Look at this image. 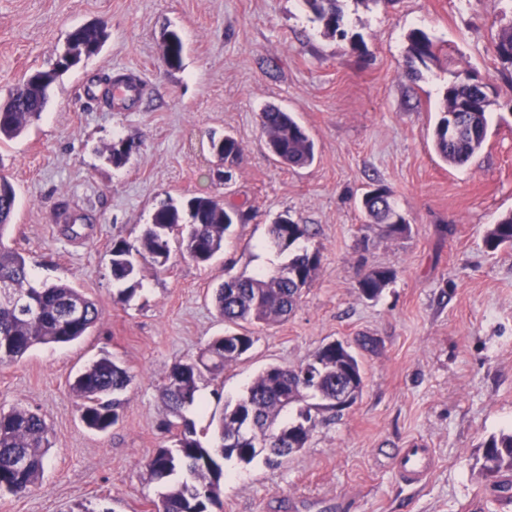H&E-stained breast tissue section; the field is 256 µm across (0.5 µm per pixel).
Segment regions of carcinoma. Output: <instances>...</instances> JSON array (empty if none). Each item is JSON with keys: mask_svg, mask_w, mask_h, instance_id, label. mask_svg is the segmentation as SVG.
<instances>
[{"mask_svg": "<svg viewBox=\"0 0 512 512\" xmlns=\"http://www.w3.org/2000/svg\"><path fill=\"white\" fill-rule=\"evenodd\" d=\"M329 34L346 35L342 29L344 15L340 0H303ZM108 39L106 26L93 21L69 33L67 48L53 69L29 75L6 98L0 99V144L12 141L43 114L49 89L73 66L98 54ZM164 62L178 69L183 62V42L174 30L166 32ZM437 46L422 29L408 34L407 70L416 73L436 59ZM494 52L504 64L512 65V27L500 30ZM474 103L471 112H454L458 100ZM491 105L487 86L474 85L469 76H456L444 94L433 128V145L438 156L451 166L468 162L483 146L487 134V109ZM456 113L460 130L456 138H448V115ZM261 129L269 152L281 164L304 167L313 163L315 146L295 117L278 107L261 113ZM212 152L220 160L232 163L241 154L237 140L230 136L211 137ZM132 142L120 140L106 148L107 160L115 167L124 166ZM16 205V192L7 177L0 175V282L9 291L28 298L25 308L0 302V362L21 359L36 345L66 344L86 335L101 320L97 303L82 291L63 281L38 282L33 278L25 256L4 243ZM361 209L371 218L386 224L393 235L405 236L410 224L392 223L395 208L390 197L379 198L366 192L360 200ZM246 214L238 207L224 203L220 195L194 196L176 204L162 205L155 210L151 223L140 237V246L133 248L124 240L112 243L110 263L117 281H133L139 262L156 270L167 267L172 244L181 256L198 264H206L224 247V236ZM271 243L284 251L307 235V228L288 217L279 218L270 227ZM486 248L494 251L504 244L512 245V215L493 225L484 239ZM316 252L295 253L281 268L270 273L238 276L224 281L216 289L214 306L224 322L276 323L290 314L302 289L310 284L319 267ZM386 268H371L359 281V290L367 299L377 298L393 279ZM253 336L229 333L210 341L196 359L175 363L166 375L164 400L176 416L196 402L198 383L205 375L217 376L227 364L238 360L254 345ZM131 383L128 371L104 355L87 365L70 384L72 394L81 401L84 425L105 431L118 419L119 395ZM350 389L356 400L363 388V370L352 347H336L330 343L313 358L296 367L270 366L260 372L247 388L246 394L232 408H224L218 418L221 444L205 447L194 438L192 423L183 421V431L174 448H159L147 462L151 478L160 483V512H211L220 505L221 481L224 477L219 459L236 458L251 463L257 454L250 445L240 441L246 434L267 443V460L280 463L304 448L314 422L312 410L340 411L336 404L337 387ZM309 392L320 399L315 406L299 409L297 418L278 422L288 411L283 397L295 401ZM52 447L50 429L36 412L25 407L0 411V492L24 495L37 486L49 462ZM481 477L489 482L493 501L500 505L512 503V428L490 435L482 447Z\"/></svg>", "mask_w": 512, "mask_h": 512, "instance_id": "carcinoma-1", "label": "carcinoma"}]
</instances>
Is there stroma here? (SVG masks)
Returning <instances> with one entry per match:
<instances>
[{
	"label": "stroma",
	"instance_id": "35a3bbf8",
	"mask_svg": "<svg viewBox=\"0 0 512 512\" xmlns=\"http://www.w3.org/2000/svg\"><path fill=\"white\" fill-rule=\"evenodd\" d=\"M347 37L327 35L303 0H0V96L51 67L69 33L104 22L100 53L65 73L41 118L0 145V175L17 193L5 242L37 280L69 282L95 300L101 321L63 346L39 345L0 365V409L42 415L49 463L23 496L0 495V512H155L162 488L146 467L173 447L163 376L196 358L226 324L213 295L224 280L271 272L287 253L269 242L280 216L306 225L318 252L313 282L294 312L250 324L251 350L204 379L203 407L185 410L204 445L211 419L236 403L265 367L307 362L322 346L372 337L359 351L364 384L340 413L322 412L305 448L277 467L263 457L224 463L214 512H477L490 497L478 477L485 439L512 425V246L488 250L492 224L512 212V66L495 56L512 0H341ZM429 33L437 61L405 72L407 36ZM182 37L183 64L168 68L162 33ZM359 36L352 50L350 36ZM133 75L140 99L106 105L95 75ZM486 84L492 101L482 148L465 165L442 162L432 128L457 74ZM291 112L315 145L310 166L274 160L260 114ZM241 145L233 165L210 149L212 134ZM135 143L114 167L105 148ZM384 187L411 232L390 235L357 204ZM220 194L248 212L223 251L199 265L173 255L144 266L128 302L117 299L109 250L137 244L166 200ZM394 270L374 300L358 282ZM109 354L133 381L110 429L85 427L69 385ZM436 466L419 486L396 475L393 453L412 442Z\"/></svg>",
	"mask_w": 512,
	"mask_h": 512
}]
</instances>
